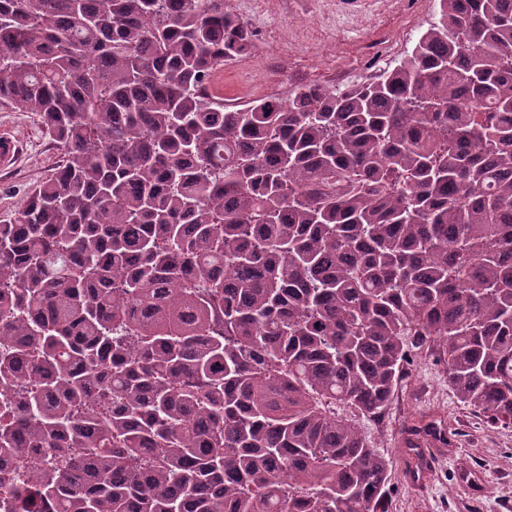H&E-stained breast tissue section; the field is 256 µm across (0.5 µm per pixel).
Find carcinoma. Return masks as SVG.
<instances>
[{"mask_svg":"<svg viewBox=\"0 0 512 512\" xmlns=\"http://www.w3.org/2000/svg\"><path fill=\"white\" fill-rule=\"evenodd\" d=\"M251 37L224 0H0V101L61 152L0 224V512H388L334 408L383 415L411 339L512 428V0L226 106Z\"/></svg>","mask_w":512,"mask_h":512,"instance_id":"1","label":"carcinoma"}]
</instances>
